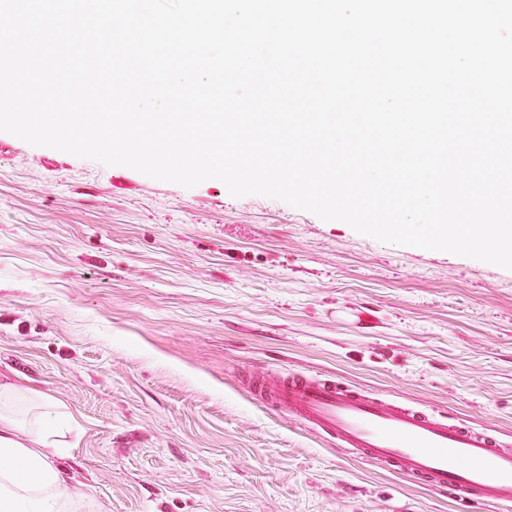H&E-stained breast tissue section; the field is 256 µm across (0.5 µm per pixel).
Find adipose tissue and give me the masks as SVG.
<instances>
[{
	"mask_svg": "<svg viewBox=\"0 0 512 512\" xmlns=\"http://www.w3.org/2000/svg\"><path fill=\"white\" fill-rule=\"evenodd\" d=\"M73 424L57 402L0 384V512H71L56 461Z\"/></svg>",
	"mask_w": 512,
	"mask_h": 512,
	"instance_id": "obj_1",
	"label": "adipose tissue"
}]
</instances>
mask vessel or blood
Returning a JSON list of instances; mask_svg holds the SVG:
<instances>
[{
  "label": "vessel or blood",
  "instance_id": "b4317fda",
  "mask_svg": "<svg viewBox=\"0 0 512 512\" xmlns=\"http://www.w3.org/2000/svg\"><path fill=\"white\" fill-rule=\"evenodd\" d=\"M253 387L368 462L471 502L512 504V448L487 432L333 379L286 374Z\"/></svg>",
  "mask_w": 512,
  "mask_h": 512
}]
</instances>
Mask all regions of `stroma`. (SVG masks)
Wrapping results in <instances>:
<instances>
[{
    "label": "stroma",
    "instance_id": "obj_1",
    "mask_svg": "<svg viewBox=\"0 0 512 512\" xmlns=\"http://www.w3.org/2000/svg\"><path fill=\"white\" fill-rule=\"evenodd\" d=\"M286 372L512 446V270L0 132V382L72 415L56 465L82 512H507L253 395Z\"/></svg>",
    "mask_w": 512,
    "mask_h": 512
}]
</instances>
